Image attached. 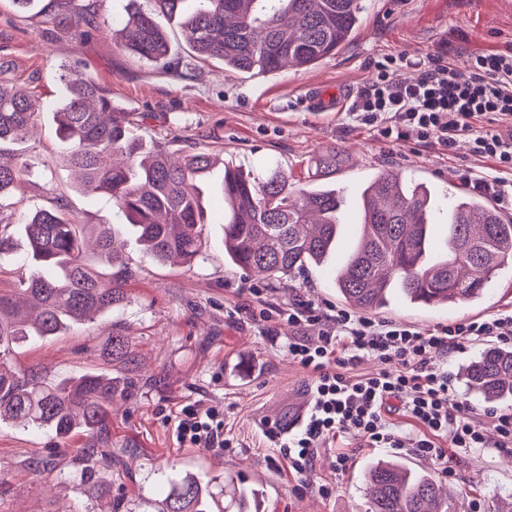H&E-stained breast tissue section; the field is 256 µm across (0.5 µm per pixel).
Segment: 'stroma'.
Segmentation results:
<instances>
[{"label":"stroma","instance_id":"35a3bbf8","mask_svg":"<svg viewBox=\"0 0 512 512\" xmlns=\"http://www.w3.org/2000/svg\"><path fill=\"white\" fill-rule=\"evenodd\" d=\"M130 0H35L26 12L13 0H0V83L27 89L39 110L35 134L7 145L10 154L30 159L34 170L0 221L20 224L38 209L69 205L77 224H109L115 216L107 197L73 189L59 161L52 111L61 96V67L75 66L112 90L115 101L138 115L146 139L169 151L202 150L214 168L199 187L207 213L206 250L192 267L158 265L130 246L134 271L125 306L67 334L26 342L8 360L12 370L68 380L91 370L112 372L138 386L112 405V449L120 461L98 458L94 477L84 475L74 450L84 437L58 439L11 422H0V512H154L169 479L193 472L212 476L214 495L229 504L242 486H260L257 512H366L363 473L389 458L365 439L344 435L319 450L309 485L286 467L275 466L279 437L267 421H285L310 400L306 372L285 346L287 324L268 333L257 321L261 309L308 299L339 306L332 282L314 267L284 280L262 279L232 266L224 257V215L215 207L225 167L265 178L274 169L288 172L299 186H310L325 150H342L336 181L344 188L345 213L356 212L361 186L380 168L429 183L439 194L466 168L480 170L481 158L421 148L413 141L386 143L364 126H349L343 111L318 113L304 106L313 89L356 91L375 72L378 61L401 52L426 60L453 50L459 71L471 54L512 48V0H369L352 41L336 55L306 69L273 74L243 73L223 61H190V47L178 20L159 17L175 51L188 59L181 73L162 71L120 49L109 34L114 17ZM94 11L98 29L76 41L57 20L62 9ZM260 289L243 300L241 288ZM512 310V274L477 304L414 309L392 303L384 319L426 332L440 325ZM127 336L136 354L132 366L110 364L106 343L112 333ZM188 401L224 409V435L231 448L206 450L177 445L166 423ZM349 451L346 471L334 468L338 452ZM406 463L441 477L450 488L452 512H469L481 500L485 512H512V452L467 448L457 452L453 477H442L438 462L406 456ZM330 484L332 495L318 487Z\"/></svg>","mask_w":512,"mask_h":512}]
</instances>
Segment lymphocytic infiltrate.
<instances>
[{"mask_svg":"<svg viewBox=\"0 0 512 512\" xmlns=\"http://www.w3.org/2000/svg\"><path fill=\"white\" fill-rule=\"evenodd\" d=\"M393 64L416 75L391 82ZM346 116L387 142L415 140L425 148L485 159L484 171L463 170L460 179L477 194L512 210V49L471 56L468 72L456 70L448 54L413 62L400 53L378 65L350 97ZM262 321L287 322L294 331L287 353L308 374L310 401L301 425L278 450L279 462L308 480L320 448L336 436L364 437L370 446L436 459L451 474V450L495 446L512 451V411L476 413L462 399L447 367L433 363L487 338L512 346V311L441 325L423 332L344 309H320L301 299L261 310ZM380 364L371 375L354 374L364 357ZM403 412L414 438L402 439L392 417ZM168 423L184 448H228L224 412L193 401Z\"/></svg>","mask_w":512,"mask_h":512,"instance_id":"1","label":"lymphocytic infiltrate"}]
</instances>
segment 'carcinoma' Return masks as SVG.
Wrapping results in <instances>:
<instances>
[{"mask_svg": "<svg viewBox=\"0 0 512 512\" xmlns=\"http://www.w3.org/2000/svg\"><path fill=\"white\" fill-rule=\"evenodd\" d=\"M150 9L126 12L112 31L119 45L166 71L171 60L167 32L155 15L177 18L190 33L200 59H218L240 72L274 73L285 64L308 68L336 54L360 27L366 0H149ZM60 22L81 40L96 29L84 11L61 13ZM63 95L53 112L64 144L60 161L74 174L73 188L85 196L104 194L121 224H72L68 205L36 211L21 225L27 252L18 279L32 304L20 309L0 293V422L47 429L60 439L85 436L77 449L86 471L97 453L112 448L109 409L119 387L108 372H87L72 381H51L4 366L20 344L62 336L127 299L132 275L125 238L134 239L153 261L192 265L202 254L203 208L196 180L210 172L204 152H170L133 136L134 113L117 108L112 90L76 67L62 73ZM34 112L27 90L0 83V144L26 140ZM341 158L330 148L319 157L315 180L336 171ZM20 157L0 160V208L29 171ZM224 204V257L242 270L275 280L312 265L322 267L336 248L344 190L296 189L277 170L254 183L226 168L220 188ZM436 204L432 187L409 183L392 169H379L359 198L360 233L344 265L336 269V294L352 308L383 312L394 298L415 308L478 303L512 267V220L484 196L461 190L448 208L444 253H432ZM109 356L132 364L125 337L110 338ZM467 388L487 403L512 404V349L490 346L469 362ZM370 512H448L444 487L429 472L399 460H383L364 474ZM220 508L204 474L170 480L157 512H214Z\"/></svg>", "mask_w": 512, "mask_h": 512, "instance_id": "obj_1", "label": "carcinoma"}]
</instances>
